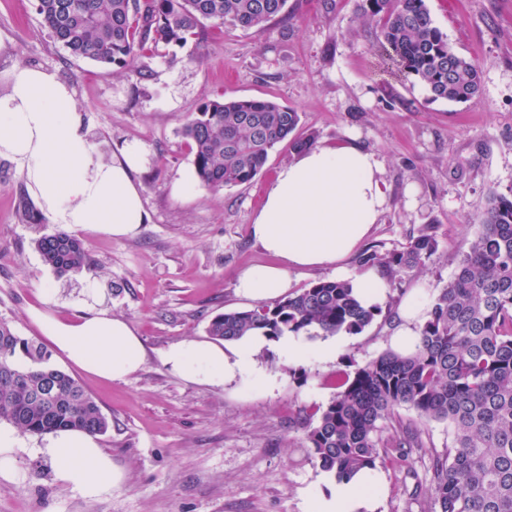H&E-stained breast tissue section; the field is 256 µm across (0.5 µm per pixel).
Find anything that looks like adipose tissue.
I'll use <instances>...</instances> for the list:
<instances>
[{"label":"adipose tissue","mask_w":512,"mask_h":512,"mask_svg":"<svg viewBox=\"0 0 512 512\" xmlns=\"http://www.w3.org/2000/svg\"><path fill=\"white\" fill-rule=\"evenodd\" d=\"M10 76L9 91L0 95V157L18 164L42 210L55 223L83 231L115 239L137 234L148 221L133 179L147 161L141 146L127 145L118 158L104 159L84 130L67 84L22 64L14 65ZM387 200L378 155L356 140L299 151L280 169L252 224L255 241L277 262L244 269L238 296L249 303L275 300L287 292L291 270L332 266L337 276H349L363 306L383 304L389 285L381 270L351 274L342 262L357 251ZM429 311L424 290L416 289L400 307L390 339L394 351L415 349ZM32 319L68 361L97 377L121 380L145 361L143 342L129 322L99 303L87 304L73 320L49 310L34 312ZM266 343L258 333L224 345L184 340L164 351L163 362L183 380L221 386L258 377L255 355ZM44 453L56 461L57 479L91 500L123 479L96 437L83 431L54 433ZM375 486L367 472L337 482L313 512H369Z\"/></svg>","instance_id":"ef3b65f1"}]
</instances>
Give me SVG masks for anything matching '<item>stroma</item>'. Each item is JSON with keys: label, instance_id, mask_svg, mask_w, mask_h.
<instances>
[{"label": "stroma", "instance_id": "1", "mask_svg": "<svg viewBox=\"0 0 512 512\" xmlns=\"http://www.w3.org/2000/svg\"><path fill=\"white\" fill-rule=\"evenodd\" d=\"M365 0H287L283 18L248 30L227 24L184 47L158 45L131 70L114 73L73 57L37 14L34 0H0V94L13 64L52 71L69 84L89 140L104 158L139 143L148 159L137 176L150 216L121 240L75 231L89 269L58 274L35 246L57 231L53 220L27 223L18 207L27 188L16 164L0 158V320L22 337L42 339L31 313L41 292L51 310L70 318L89 295L124 317L146 347V362L122 380L88 374L59 352L51 362L77 378L98 401L110 427L100 447L123 471L120 485L96 499L59 483L45 439L20 433L10 478L0 477V512H309L330 495L333 475L307 451L314 411L335 395L330 379L389 349L398 311L425 283L436 297L477 237L490 191L512 189V0H426L430 14L462 55L482 72L479 98L431 100L416 80L383 71L379 28ZM272 99L297 110L300 131L333 144L355 135L384 165L389 202L365 241L402 249L424 224L435 227L437 253L426 267L390 286L371 326L345 338L330 362L314 354L285 363L276 345L256 356L273 389L236 379L217 387L172 374L163 352L183 340H207L211 319L245 310L236 294L240 272L275 264L251 234L266 186L295 151L279 144L246 185L214 192L199 186L179 196L193 174L182 135L187 115L207 99ZM447 422L422 430L425 449L411 470L374 472V512H424L415 497L428 484L431 451L448 446Z\"/></svg>", "mask_w": 512, "mask_h": 512}]
</instances>
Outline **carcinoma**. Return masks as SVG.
I'll return each mask as SVG.
<instances>
[{
  "mask_svg": "<svg viewBox=\"0 0 512 512\" xmlns=\"http://www.w3.org/2000/svg\"><path fill=\"white\" fill-rule=\"evenodd\" d=\"M287 0H35L54 39L72 56L119 70L160 43L183 47L206 25L244 29L280 18ZM380 21L384 63L423 84L434 100L467 102L481 86L477 63L462 56L433 21L425 0H365ZM300 113L269 99L207 100L185 119L182 135L194 174L213 191L251 182L286 139ZM481 230L453 278L433 301L416 350L387 351L351 372L336 374L337 392L315 410L310 455L338 480L362 469L412 464L421 429L446 421L452 441L432 455L425 512H512V192H491L477 217ZM43 261L59 272L90 266L83 244L64 231L40 237ZM438 250L434 226L422 225L396 252L366 250L363 266L381 267L389 280L422 268ZM380 313L367 309L345 281H319L271 305L212 319L207 332L236 340L253 330L270 339L288 333H362ZM411 407L415 424H398L383 438L380 423ZM36 435L80 429L104 434L109 420L83 386L51 363L39 341L0 321V422Z\"/></svg>",
  "mask_w": 512,
  "mask_h": 512,
  "instance_id": "cac0c4a2",
  "label": "carcinoma"
}]
</instances>
